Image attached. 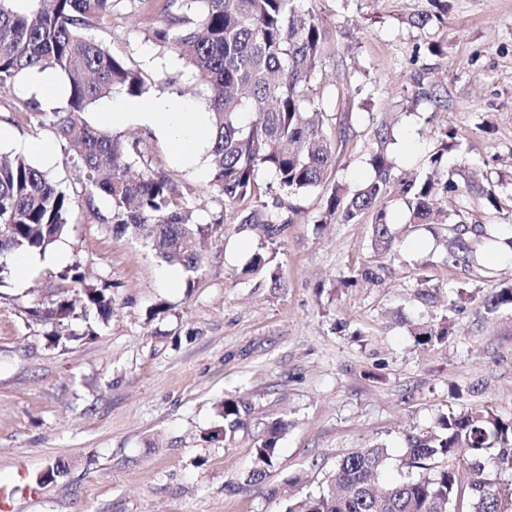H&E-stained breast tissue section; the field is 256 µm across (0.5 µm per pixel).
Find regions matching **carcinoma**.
I'll return each mask as SVG.
<instances>
[{"mask_svg": "<svg viewBox=\"0 0 512 512\" xmlns=\"http://www.w3.org/2000/svg\"><path fill=\"white\" fill-rule=\"evenodd\" d=\"M116 0H0V89L26 71H54L68 79L66 105L46 112L36 97L16 109L49 122L58 139L75 146L71 163L81 175L73 193L54 181L26 156L0 159V282L8 274L7 258L15 252H45L66 232L75 197L92 209L96 197L111 202L102 221L112 232L131 235L177 267L186 290L195 286L205 264V244L222 225L203 224L179 186L151 168L143 141L112 135L88 124L89 107L114 94L140 97L155 79L130 65L92 34L96 18L113 9ZM303 0H130L134 8L156 17L148 38L184 61L206 86V112L213 129L208 158L211 186L224 206L261 199L257 174L272 175L278 192L293 196L328 183L336 167V146L345 142L344 122L328 132L326 112L315 98L314 81L322 72L327 31ZM389 128L374 130L376 149L370 155L372 176L354 189L331 188L325 218L338 224H370L371 248L379 256L397 251L399 243L388 222V207L403 203L411 224H439L433 201L438 196L477 192L499 208L492 184L468 179L461 183L448 170V148L456 133L428 158L423 177L396 173L385 149ZM142 165L134 177L130 169ZM285 228L275 209L254 208L241 222L272 240ZM448 252L468 260L475 246L488 239L483 223L466 210L454 211ZM274 253L252 255L245 273L281 287ZM61 279L73 284L44 308L28 310L32 319L52 327L47 337L58 343L68 322L81 312L95 315L99 325L112 317V292L87 280L82 264L67 267ZM512 307V284L485 295L482 307L492 315ZM448 315L416 328V343L428 348L447 339ZM224 425L210 429L205 441L230 439L240 426V402L226 398L219 406ZM288 422L277 419L263 431L254 450L246 486L263 485L274 467L279 441ZM405 479L375 484L389 459L379 444L343 454L327 480L329 489L301 494L288 479L271 495L286 502L285 512H512V486L496 487L492 475L512 472V418L488 407L450 414L437 426L403 439ZM452 465L439 466L441 462Z\"/></svg>", "mask_w": 512, "mask_h": 512, "instance_id": "1", "label": "carcinoma"}]
</instances>
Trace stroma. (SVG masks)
Returning <instances> with one entry per match:
<instances>
[{"label": "stroma", "instance_id": "stroma-1", "mask_svg": "<svg viewBox=\"0 0 512 512\" xmlns=\"http://www.w3.org/2000/svg\"><path fill=\"white\" fill-rule=\"evenodd\" d=\"M329 32L322 84L329 119L344 117L347 140L334 178L354 187L368 164L376 121L391 124L388 153L415 173L446 132L459 146L448 166L491 180L499 209L476 194L436 200L461 208L512 235V0H448L447 24L415 27L428 0H305ZM154 16L101 17L94 35L149 74L181 73L183 62L147 33ZM350 82L344 97L333 84ZM436 86L441 104L414 99L418 85ZM27 77L0 90V154H23L69 189L79 174L56 145L53 130L16 111L30 97ZM115 134L140 138L153 168L167 173L196 206L202 223L223 220L209 238L207 263L192 290L167 283L154 251L116 236L99 214L75 204L54 244L63 258L11 271L0 284V475L23 473L15 512H283L268 487L301 477L318 492L337 459L356 448L387 447L382 481L399 475L403 437L425 431L448 413L490 407L512 416V308L485 317L487 272L512 280V251H477L453 265L442 239L425 227L405 228L402 206L389 221L399 252L375 257L366 224H319L329 194L321 186L283 198L292 217L277 243L239 229L241 208L227 209L211 173L182 165L173 144L136 126ZM54 146L51 157L39 144ZM276 251L281 286L271 289L242 269L254 253ZM81 261L91 282L110 285L115 309L97 336L83 319L56 345L27 311L64 288L59 273ZM383 266L378 282H340L364 265ZM167 313L148 318L157 303ZM449 313L447 340L425 349L415 326ZM240 400L246 425L229 441L209 443L222 425L224 398ZM285 419L278 462L267 487L244 481L267 422ZM62 458L61 483L36 486L47 463ZM237 485L234 493L226 485Z\"/></svg>", "mask_w": 512, "mask_h": 512}]
</instances>
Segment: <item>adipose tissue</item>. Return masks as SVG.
I'll return each instance as SVG.
<instances>
[{"instance_id":"ef3b65f1","label":"adipose tissue","mask_w":512,"mask_h":512,"mask_svg":"<svg viewBox=\"0 0 512 512\" xmlns=\"http://www.w3.org/2000/svg\"><path fill=\"white\" fill-rule=\"evenodd\" d=\"M130 119L167 136L177 146L179 160L188 166L197 165L198 149L210 137V124L205 113L186 111L183 106L166 99L142 102L117 97L104 123L112 126Z\"/></svg>"}]
</instances>
